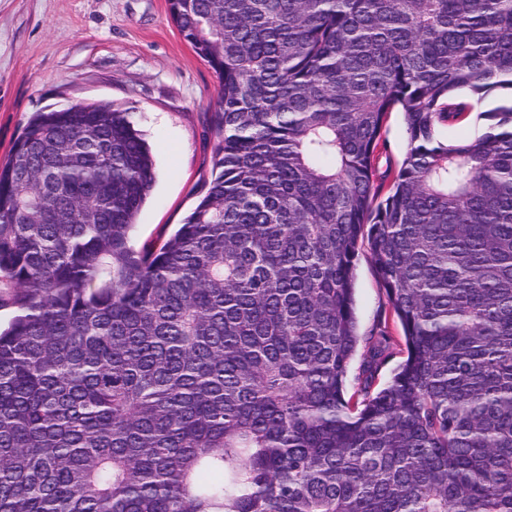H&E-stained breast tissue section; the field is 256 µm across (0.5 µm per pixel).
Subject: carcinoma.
<instances>
[{
	"label": "carcinoma",
	"mask_w": 512,
	"mask_h": 512,
	"mask_svg": "<svg viewBox=\"0 0 512 512\" xmlns=\"http://www.w3.org/2000/svg\"><path fill=\"white\" fill-rule=\"evenodd\" d=\"M168 9L219 79L172 237L130 243L153 156L112 104L35 113L0 167V512H512V104L438 134L512 90V0ZM364 238L403 342L352 377ZM511 91L509 89H497L490 92L481 102L474 103L473 113L469 118L456 125L442 126L439 131L441 139L454 143L460 139L475 137L484 132L490 121L477 117L479 112H487L501 105L510 103ZM382 138L385 147L379 158L378 177H381L386 169L391 172L397 171L405 158L407 134L403 115L400 112L388 114L383 126Z\"/></svg>",
	"instance_id": "carcinoma-1"
}]
</instances>
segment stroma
<instances>
[{
  "label": "stroma",
  "instance_id": "35a3bbf8",
  "mask_svg": "<svg viewBox=\"0 0 512 512\" xmlns=\"http://www.w3.org/2000/svg\"><path fill=\"white\" fill-rule=\"evenodd\" d=\"M219 82L182 38L167 0H0V164L36 112L77 101L132 112L152 148L156 181L131 233L135 248L160 242L183 223L211 178V123ZM512 103L497 89L474 113L442 127L456 142L484 132V112ZM379 158L397 171L406 154L401 113H389ZM358 334L367 338L388 307L386 290L360 245L355 266Z\"/></svg>",
  "mask_w": 512,
  "mask_h": 512
}]
</instances>
